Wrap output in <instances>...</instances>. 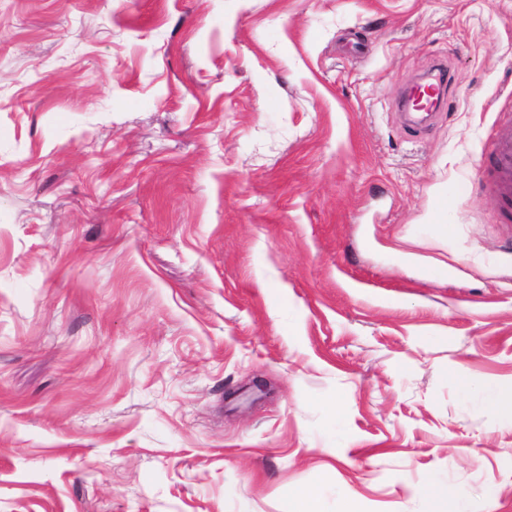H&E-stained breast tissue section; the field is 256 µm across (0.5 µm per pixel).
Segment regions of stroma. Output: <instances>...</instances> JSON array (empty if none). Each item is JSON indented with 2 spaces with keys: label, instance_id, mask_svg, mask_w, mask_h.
Listing matches in <instances>:
<instances>
[{
  "label": "stroma",
  "instance_id": "35a3bbf8",
  "mask_svg": "<svg viewBox=\"0 0 512 512\" xmlns=\"http://www.w3.org/2000/svg\"><path fill=\"white\" fill-rule=\"evenodd\" d=\"M508 115L512 0H0V512H512ZM437 74L433 80L437 85L431 84L432 87L423 85L412 86L407 92L406 104L410 108L412 104L413 109L418 112H433L440 105H444V97L442 87L446 82L447 78V66L440 63L435 69ZM488 176L497 195L512 203V118L496 127Z\"/></svg>",
  "mask_w": 512,
  "mask_h": 512
}]
</instances>
